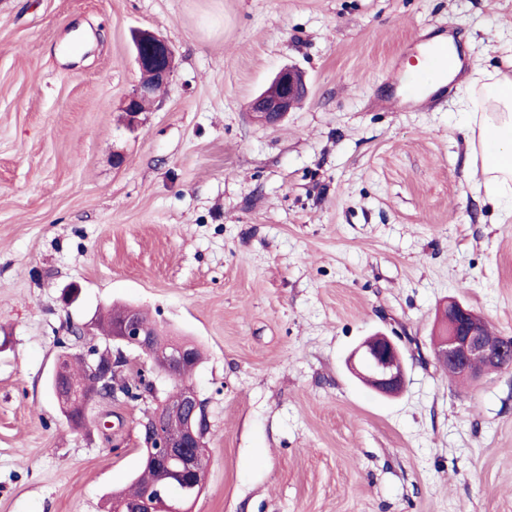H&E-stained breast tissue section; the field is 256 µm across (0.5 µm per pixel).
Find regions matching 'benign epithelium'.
<instances>
[{
	"mask_svg": "<svg viewBox=\"0 0 512 512\" xmlns=\"http://www.w3.org/2000/svg\"><path fill=\"white\" fill-rule=\"evenodd\" d=\"M132 42L141 78L122 107L130 127L136 125L145 103L153 100L157 87L167 85L174 72V51L163 37L139 29L133 32ZM306 90L305 80L297 69L281 68L270 89L253 99V118L264 123L281 119L301 103ZM471 317L472 311L459 301L450 300L443 306L441 331L433 343L434 357L447 362L465 378H475L487 371L511 369L512 345L490 348L481 326ZM157 336L158 332L140 320L137 310L128 307L121 322L112 327V342L105 343L102 348L93 344L91 349L80 353L87 374L95 384V394L82 398L81 413L77 416L70 415L76 392L68 385L64 359L57 360L52 374L51 391L62 415L66 421L82 428L92 421L90 411L95 405L105 400H119V387L124 379L123 361L128 350L145 355L170 379L179 383V396L157 401L156 409L141 422L146 457L160 474L161 481H169L173 474L180 478L176 495L163 501L164 507L156 511L149 502L114 501L113 512H190L204 489L205 473L198 469L197 462L205 450V406L185 381V366L197 363V350L173 337L162 344ZM346 367L379 394H396L405 385V354L391 336H371L361 342L348 355Z\"/></svg>",
	"mask_w": 512,
	"mask_h": 512,
	"instance_id": "benign-epithelium-1",
	"label": "benign epithelium"
}]
</instances>
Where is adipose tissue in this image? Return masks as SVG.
<instances>
[{"instance_id": "ef3b65f1", "label": "adipose tissue", "mask_w": 512, "mask_h": 512, "mask_svg": "<svg viewBox=\"0 0 512 512\" xmlns=\"http://www.w3.org/2000/svg\"><path fill=\"white\" fill-rule=\"evenodd\" d=\"M470 180L500 222L512 220V75L472 62L462 96Z\"/></svg>"}]
</instances>
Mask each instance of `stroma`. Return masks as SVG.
Returning <instances> with one entry per match:
<instances>
[{"mask_svg": "<svg viewBox=\"0 0 512 512\" xmlns=\"http://www.w3.org/2000/svg\"><path fill=\"white\" fill-rule=\"evenodd\" d=\"M137 28L175 68L131 128ZM450 29L502 65L512 0H0V512H108L137 472L150 400L77 431L49 387L116 304L201 352L194 512H512V369L457 380L431 349L451 297L512 337V223L469 186L460 94L405 99ZM287 65L306 98L254 122ZM378 332L397 397L344 365Z\"/></svg>", "mask_w": 512, "mask_h": 512, "instance_id": "obj_1", "label": "stroma"}]
</instances>
